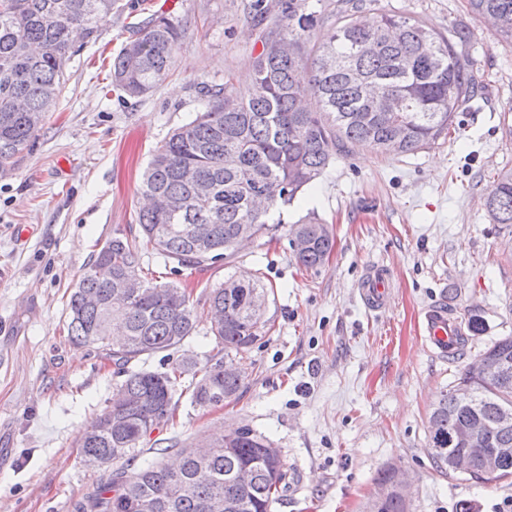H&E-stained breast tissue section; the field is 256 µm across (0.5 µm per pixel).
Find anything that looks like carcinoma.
Here are the masks:
<instances>
[{"mask_svg": "<svg viewBox=\"0 0 512 512\" xmlns=\"http://www.w3.org/2000/svg\"><path fill=\"white\" fill-rule=\"evenodd\" d=\"M321 0H288L272 13L266 0L251 9L272 25L259 35L246 85H204V107L158 146L142 174L149 205L137 213L145 244L165 260L203 267L236 252L239 229L254 238L280 224L282 210L330 164V146L346 154L362 143L385 154L409 155L434 145L455 123L465 103L478 96L468 60L457 50L464 31L443 37L395 10H379L366 28L358 0H344L324 34ZM471 12L493 19L502 45L512 47V0H467ZM119 10V0H0V170H12L32 146L65 87L73 54L72 33L95 41ZM178 22L151 15L129 26L112 58V86L130 98L165 82L180 50ZM314 103L303 105V99ZM493 224L512 227V169L499 173L486 198ZM291 235L305 268L322 265L333 248L324 224H296ZM139 287L128 288L130 280ZM219 319L210 332L224 350L249 348L264 326L268 301L258 281L227 277L208 296ZM68 333L77 347H93L123 376L116 393L124 405L108 406L84 433L82 461L112 454L109 482L83 498L79 512H146L140 504L168 503L166 512H270L288 470L273 441L249 428L234 440L215 435L177 450V460L134 469L140 445L169 421L177 379L187 375L191 404L215 407L236 394L240 374L224 372V359L199 367L185 356L170 371L135 369L145 357L178 349L196 332L190 296L173 284L147 279L142 248L118 231L94 256L68 302ZM512 361V336L495 341L468 367L459 383L470 399L448 392L430 416L428 453L447 471L448 458L465 447L461 428L474 421L486 447L511 448L512 426L498 425L512 412V378L489 382L480 365ZM247 467L252 479L233 481ZM368 512H408L407 501L388 492Z\"/></svg>", "mask_w": 512, "mask_h": 512, "instance_id": "cac0c4a2", "label": "carcinoma"}]
</instances>
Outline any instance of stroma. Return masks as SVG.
Returning a JSON list of instances; mask_svg holds the SVG:
<instances>
[{
	"mask_svg": "<svg viewBox=\"0 0 512 512\" xmlns=\"http://www.w3.org/2000/svg\"><path fill=\"white\" fill-rule=\"evenodd\" d=\"M97 41L75 37L56 111L28 154L0 177V512H74L107 483L86 468L78 434L120 383L112 363L68 337L67 301L115 230L136 225L139 178L153 149L202 108L198 88L245 82L262 46L250 0H126ZM439 33L466 27L469 69L485 84L445 139L410 155L356 146L336 154L298 193L283 222L232 258L188 268L146 252L155 281L187 289L197 331L184 348L147 358L167 371L184 351L221 356L208 335V295L225 277L260 279L272 293L258 340L237 355L235 397L198 410L181 395L173 419L144 439L143 466L162 449L227 428H249L281 448L289 488L272 512H366L381 470L412 482L410 512H494L512 499V477L483 482L441 473L426 446L430 415L485 347L512 336V229L490 223L487 194L512 168V51L466 0H382ZM180 20L172 76L128 98L112 88V58L131 23ZM327 225L325 265L300 268L293 224ZM391 274L389 302L372 310L361 284L374 263ZM447 300L475 319L460 356L435 358L416 334L420 314Z\"/></svg>",
	"mask_w": 512,
	"mask_h": 512,
	"instance_id": "35a3bbf8",
	"label": "stroma"
}]
</instances>
